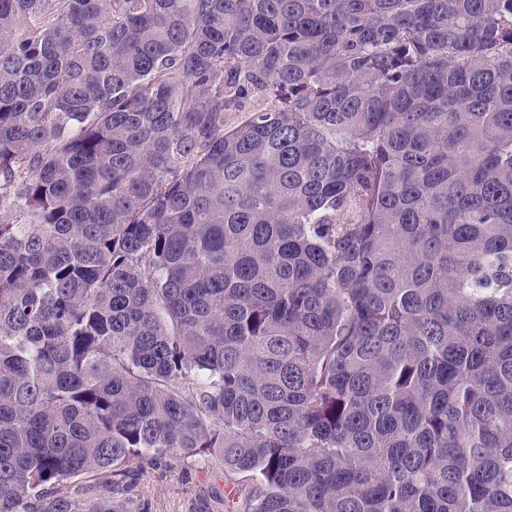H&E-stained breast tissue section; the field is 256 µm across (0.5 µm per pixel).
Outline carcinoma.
Listing matches in <instances>:
<instances>
[{"instance_id":"carcinoma-1","label":"carcinoma","mask_w":512,"mask_h":512,"mask_svg":"<svg viewBox=\"0 0 512 512\" xmlns=\"http://www.w3.org/2000/svg\"><path fill=\"white\" fill-rule=\"evenodd\" d=\"M0 212V512H512V0H0ZM250 487L224 475V468L207 464L146 468L124 495L145 502L149 512H229L249 494Z\"/></svg>"}]
</instances>
